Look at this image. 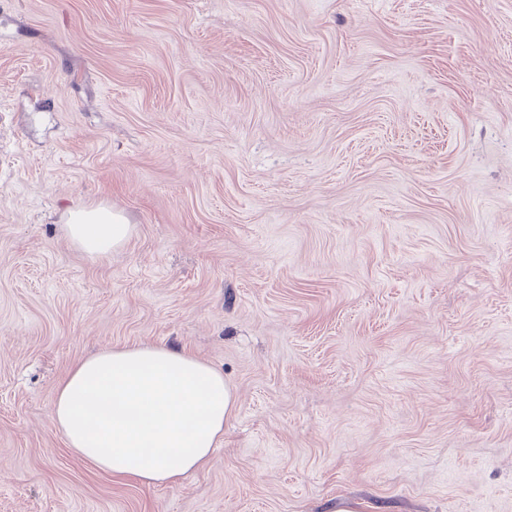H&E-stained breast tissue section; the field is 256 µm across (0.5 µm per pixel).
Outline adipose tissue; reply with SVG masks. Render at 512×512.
<instances>
[{
	"label": "adipose tissue",
	"instance_id": "1",
	"mask_svg": "<svg viewBox=\"0 0 512 512\" xmlns=\"http://www.w3.org/2000/svg\"><path fill=\"white\" fill-rule=\"evenodd\" d=\"M64 232L98 260L125 246L133 227L91 204L67 210ZM235 409L232 387L209 364L166 346L132 345L77 363L57 389L51 419L81 460L155 486L204 467Z\"/></svg>",
	"mask_w": 512,
	"mask_h": 512
}]
</instances>
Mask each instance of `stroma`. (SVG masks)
<instances>
[{
    "label": "stroma",
    "instance_id": "35a3bbf8",
    "mask_svg": "<svg viewBox=\"0 0 512 512\" xmlns=\"http://www.w3.org/2000/svg\"><path fill=\"white\" fill-rule=\"evenodd\" d=\"M131 344L234 390L181 483L51 422ZM342 507L512 512V0H0V512ZM64 232L74 248L98 260L125 246L133 226L120 212L91 204L67 210Z\"/></svg>",
    "mask_w": 512,
    "mask_h": 512
}]
</instances>
